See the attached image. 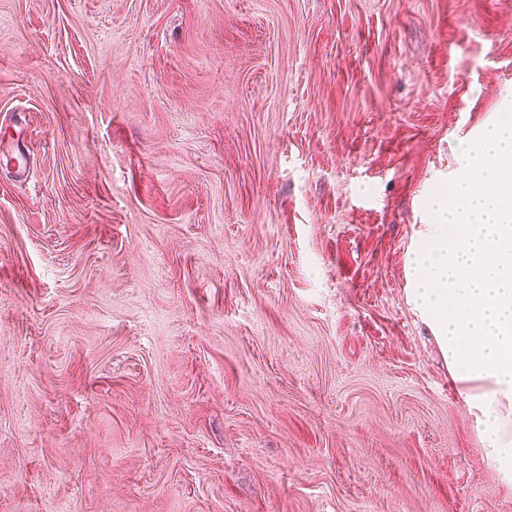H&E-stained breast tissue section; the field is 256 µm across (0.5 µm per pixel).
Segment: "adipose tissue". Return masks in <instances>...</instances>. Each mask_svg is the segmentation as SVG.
<instances>
[{
    "label": "adipose tissue",
    "instance_id": "adipose-tissue-1",
    "mask_svg": "<svg viewBox=\"0 0 512 512\" xmlns=\"http://www.w3.org/2000/svg\"><path fill=\"white\" fill-rule=\"evenodd\" d=\"M457 161L469 176L430 202L436 222L411 253L410 296L512 486V125L491 120Z\"/></svg>",
    "mask_w": 512,
    "mask_h": 512
}]
</instances>
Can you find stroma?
<instances>
[{
    "instance_id": "stroma-1",
    "label": "stroma",
    "mask_w": 512,
    "mask_h": 512,
    "mask_svg": "<svg viewBox=\"0 0 512 512\" xmlns=\"http://www.w3.org/2000/svg\"><path fill=\"white\" fill-rule=\"evenodd\" d=\"M508 113L512 0H0V512H512L406 263Z\"/></svg>"
}]
</instances>
